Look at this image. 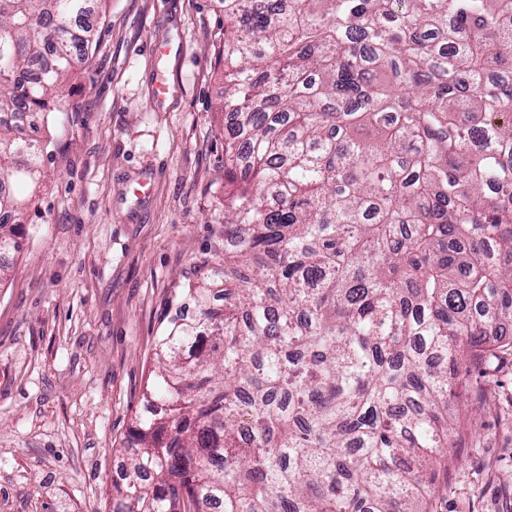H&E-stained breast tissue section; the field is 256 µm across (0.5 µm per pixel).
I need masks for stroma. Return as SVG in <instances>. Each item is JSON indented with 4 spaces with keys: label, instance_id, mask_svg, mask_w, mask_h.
<instances>
[{
    "label": "stroma",
    "instance_id": "stroma-1",
    "mask_svg": "<svg viewBox=\"0 0 512 512\" xmlns=\"http://www.w3.org/2000/svg\"><path fill=\"white\" fill-rule=\"evenodd\" d=\"M98 9L0 286V512H120L112 484L166 301L199 252L224 245L220 0ZM455 387L488 407L460 428L439 512H512V419L499 415L512 412V355Z\"/></svg>",
    "mask_w": 512,
    "mask_h": 512
}]
</instances>
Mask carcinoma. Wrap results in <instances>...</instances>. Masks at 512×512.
<instances>
[{
    "label": "carcinoma",
    "instance_id": "obj_1",
    "mask_svg": "<svg viewBox=\"0 0 512 512\" xmlns=\"http://www.w3.org/2000/svg\"><path fill=\"white\" fill-rule=\"evenodd\" d=\"M224 259L157 338L123 512H429L461 366L512 351V0H221ZM88 0H0V215ZM0 256L21 251L0 221Z\"/></svg>",
    "mask_w": 512,
    "mask_h": 512
}]
</instances>
